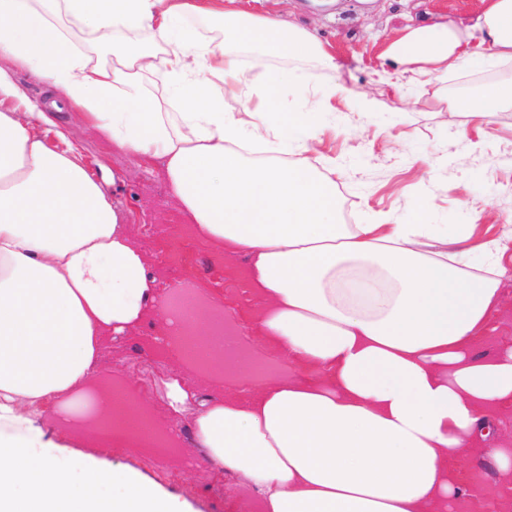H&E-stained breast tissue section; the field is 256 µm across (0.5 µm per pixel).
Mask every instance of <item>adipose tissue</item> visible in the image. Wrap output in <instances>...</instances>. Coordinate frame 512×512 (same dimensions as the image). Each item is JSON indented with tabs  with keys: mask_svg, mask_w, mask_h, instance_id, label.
<instances>
[{
	"mask_svg": "<svg viewBox=\"0 0 512 512\" xmlns=\"http://www.w3.org/2000/svg\"><path fill=\"white\" fill-rule=\"evenodd\" d=\"M382 55L419 75L512 61V0H480L469 24L405 30ZM339 68L314 34L239 0H0V512H182L45 425L49 399L82 418L102 344L155 297L104 184L42 135L20 70L120 149L160 161L201 237L248 254L264 340L331 373L247 402L199 400L171 378L170 407L197 408L204 458L266 512H447L449 452L469 447L482 408L512 399V351L479 360L466 348L499 302L512 247L449 252L435 224L340 223L335 180L305 155ZM291 94L303 111H284ZM228 98L243 112L225 111ZM439 101L470 118L507 112L512 80Z\"/></svg>",
	"mask_w": 512,
	"mask_h": 512,
	"instance_id": "adipose-tissue-1",
	"label": "adipose tissue"
}]
</instances>
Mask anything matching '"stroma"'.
Wrapping results in <instances>:
<instances>
[{
  "label": "stroma",
  "instance_id": "stroma-1",
  "mask_svg": "<svg viewBox=\"0 0 512 512\" xmlns=\"http://www.w3.org/2000/svg\"><path fill=\"white\" fill-rule=\"evenodd\" d=\"M479 0H246L257 14L276 16L311 31L330 46L343 67L336 76L341 91L321 99L323 119L309 157L320 172L335 170L339 219L345 224H463L470 243L512 233V111L491 123L442 111L441 92L473 96L498 81L512 79V62L476 63L450 75L401 78L400 90L378 84L388 66L382 52L395 31L426 21L467 20ZM377 100L374 111L361 109L364 97ZM69 130L79 163L96 180H110L112 203L124 217L132 242L147 258L156 281V313L138 328L104 343L99 382L120 386L139 412L169 434L171 469L154 467L148 447L95 448L100 462L135 469L148 482L177 498L184 512H249L255 491L231 472H218L195 446L193 423L168 405L167 383L181 376L195 393L249 399L258 386L283 378L323 382L326 370L279 354L259 332L264 301L248 275L249 258L200 238L168 194L160 162L134 157L89 128L75 112L51 111L42 125L49 144L56 130ZM447 155L436 179L424 178L426 154ZM409 198L428 209L414 216ZM486 330L466 343L476 358L512 348V262ZM190 288L205 306L220 307L235 326L233 344L260 367L248 377L214 365L199 369L165 342L169 297ZM489 436H474L470 448L449 452L448 479L459 490L449 512H512V471L503 472L482 455L484 448H512V400L488 408Z\"/></svg>",
  "mask_w": 512,
  "mask_h": 512
}]
</instances>
